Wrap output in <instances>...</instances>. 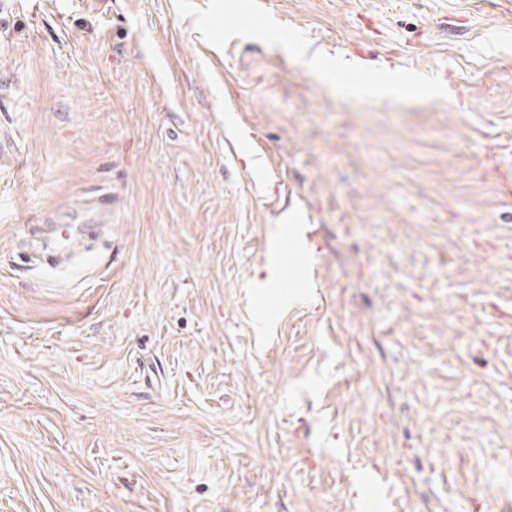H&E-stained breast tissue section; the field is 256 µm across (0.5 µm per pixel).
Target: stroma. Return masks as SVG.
Masks as SVG:
<instances>
[{"label": "stroma", "instance_id": "stroma-1", "mask_svg": "<svg viewBox=\"0 0 512 512\" xmlns=\"http://www.w3.org/2000/svg\"><path fill=\"white\" fill-rule=\"evenodd\" d=\"M239 2L0 0V512H501L512 0Z\"/></svg>", "mask_w": 512, "mask_h": 512}]
</instances>
